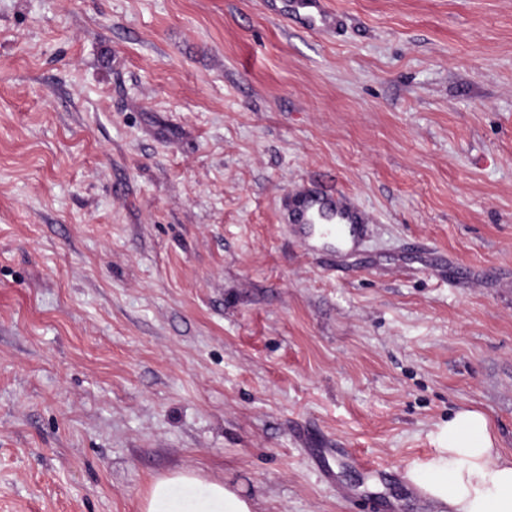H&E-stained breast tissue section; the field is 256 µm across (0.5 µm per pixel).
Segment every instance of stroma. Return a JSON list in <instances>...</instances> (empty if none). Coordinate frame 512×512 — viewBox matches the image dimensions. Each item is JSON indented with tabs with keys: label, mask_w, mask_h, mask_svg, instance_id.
Segmentation results:
<instances>
[{
	"label": "stroma",
	"mask_w": 512,
	"mask_h": 512,
	"mask_svg": "<svg viewBox=\"0 0 512 512\" xmlns=\"http://www.w3.org/2000/svg\"><path fill=\"white\" fill-rule=\"evenodd\" d=\"M328 2L0 0V512H418L462 409L512 457V0ZM327 189L341 258L282 220ZM263 3L270 17L310 31L332 32L342 22L327 0H264ZM179 489L182 497L175 491ZM141 512H251L249 504L218 481L206 482L191 469H179L153 481Z\"/></svg>",
	"instance_id": "35a3bbf8"
}]
</instances>
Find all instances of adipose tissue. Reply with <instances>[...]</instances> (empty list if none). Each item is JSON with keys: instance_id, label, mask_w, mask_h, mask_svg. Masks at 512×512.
<instances>
[{"instance_id": "obj_1", "label": "adipose tissue", "mask_w": 512, "mask_h": 512, "mask_svg": "<svg viewBox=\"0 0 512 512\" xmlns=\"http://www.w3.org/2000/svg\"><path fill=\"white\" fill-rule=\"evenodd\" d=\"M441 454L414 479L449 512H512V458L495 447L488 418L462 410L440 433ZM140 512H251L249 504L218 481L191 469L157 478Z\"/></svg>"}]
</instances>
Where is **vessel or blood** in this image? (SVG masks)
I'll list each match as a JSON object with an SVG mask.
<instances>
[{
  "instance_id": "1",
  "label": "vessel or blood",
  "mask_w": 512,
  "mask_h": 512,
  "mask_svg": "<svg viewBox=\"0 0 512 512\" xmlns=\"http://www.w3.org/2000/svg\"><path fill=\"white\" fill-rule=\"evenodd\" d=\"M264 6L270 17L310 31L332 32L342 22L328 0H264ZM288 219L300 240L319 241L322 249L335 254L358 242L371 222L366 211L340 193L303 197Z\"/></svg>"
}]
</instances>
